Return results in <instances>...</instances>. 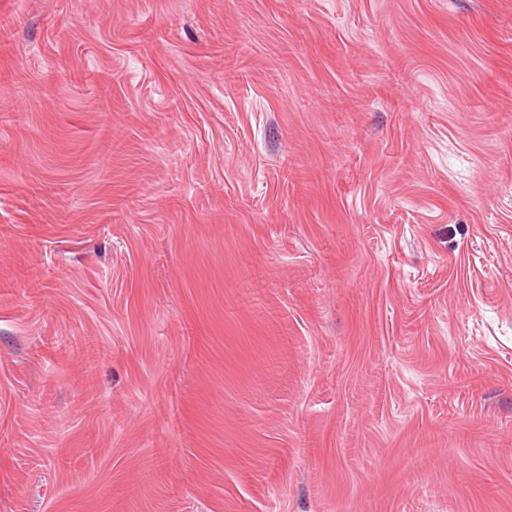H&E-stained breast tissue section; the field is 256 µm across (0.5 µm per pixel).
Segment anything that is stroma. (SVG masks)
<instances>
[{"instance_id":"obj_1","label":"stroma","mask_w":512,"mask_h":512,"mask_svg":"<svg viewBox=\"0 0 512 512\" xmlns=\"http://www.w3.org/2000/svg\"><path fill=\"white\" fill-rule=\"evenodd\" d=\"M0 512H512V0H0Z\"/></svg>"}]
</instances>
